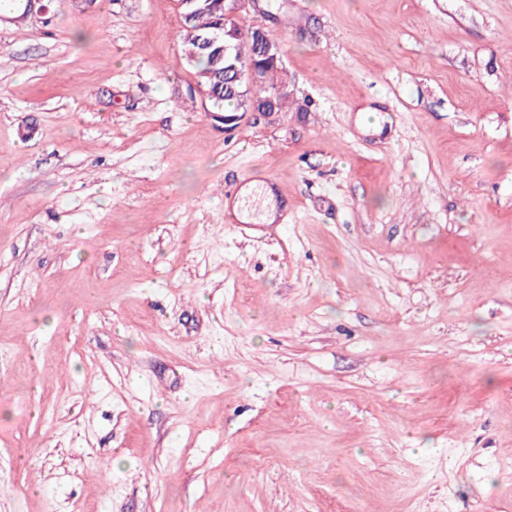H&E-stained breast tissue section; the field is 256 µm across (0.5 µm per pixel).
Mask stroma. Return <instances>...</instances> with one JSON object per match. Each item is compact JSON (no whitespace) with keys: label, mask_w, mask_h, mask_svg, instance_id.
Wrapping results in <instances>:
<instances>
[{"label":"stroma","mask_w":512,"mask_h":512,"mask_svg":"<svg viewBox=\"0 0 512 512\" xmlns=\"http://www.w3.org/2000/svg\"><path fill=\"white\" fill-rule=\"evenodd\" d=\"M0 10V512H512V0ZM261 191L242 221L227 196ZM230 6L225 8L224 0H193L184 4L181 12L182 26V59L188 65L197 68V82L204 85L211 93V112H224V115H234L236 112H248L253 109L261 110L269 105L268 99L279 85L271 83L269 87H260L253 90L241 86L234 81V73L228 72V67L235 65L246 68L251 65L260 66L263 70L262 79L272 78L282 70L272 66L264 58L274 64L282 62V53L278 48L279 56L272 52L273 42L269 39L262 24L254 22L249 26H242L236 22L235 17L242 4L249 0H228ZM231 29L227 31V24ZM248 33L263 46L264 53L259 49L256 41L249 36H241ZM234 37L233 46L229 44L225 36ZM217 38V42L210 46L208 40ZM224 45V51L231 49V55L224 61L219 56L218 47ZM264 55V57H263ZM242 85H250L259 81L261 71L255 66L249 67L243 74L237 75ZM203 97L207 98L208 92L199 85ZM243 93V94H241ZM288 88L282 86L274 92L275 112L281 111L288 100Z\"/></svg>","instance_id":"obj_1"}]
</instances>
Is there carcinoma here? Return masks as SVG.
I'll return each instance as SVG.
<instances>
[{"mask_svg":"<svg viewBox=\"0 0 512 512\" xmlns=\"http://www.w3.org/2000/svg\"><path fill=\"white\" fill-rule=\"evenodd\" d=\"M181 26L182 59L196 66L198 83L211 93L212 111L230 116L269 105L276 85L253 90L235 82L234 73L228 71L231 65H256L264 79L281 72L267 62L254 39L242 36L234 40L229 58L219 56L218 47L224 45V0H191L182 7Z\"/></svg>","mask_w":512,"mask_h":512,"instance_id":"cac0c4a2","label":"carcinoma"}]
</instances>
